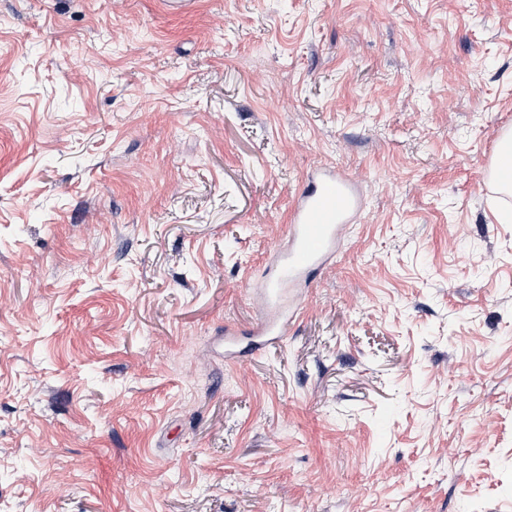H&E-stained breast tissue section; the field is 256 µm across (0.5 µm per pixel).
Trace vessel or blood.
<instances>
[{"instance_id": "vessel-or-blood-1", "label": "vessel or blood", "mask_w": 512, "mask_h": 512, "mask_svg": "<svg viewBox=\"0 0 512 512\" xmlns=\"http://www.w3.org/2000/svg\"><path fill=\"white\" fill-rule=\"evenodd\" d=\"M361 205L355 186L342 170L326 167L308 175L294 198L287 243L275 255L276 275L261 291L276 312L252 329L253 349H263L287 334L294 319L282 305L288 286L308 278L323 264L336 246L341 227L353 222Z\"/></svg>"}]
</instances>
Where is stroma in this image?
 Instances as JSON below:
<instances>
[{
	"label": "stroma",
	"mask_w": 512,
	"mask_h": 512,
	"mask_svg": "<svg viewBox=\"0 0 512 512\" xmlns=\"http://www.w3.org/2000/svg\"><path fill=\"white\" fill-rule=\"evenodd\" d=\"M508 128L512 0H0V512H512ZM306 180L294 198L286 246L275 254L276 275L261 291L266 303L277 311L248 333L256 338L252 344L255 351L287 334L295 317L290 306H280L288 284L307 280L323 264L336 247L341 227L353 222L362 205L353 183L336 167L322 168Z\"/></svg>",
	"instance_id": "stroma-1"
}]
</instances>
